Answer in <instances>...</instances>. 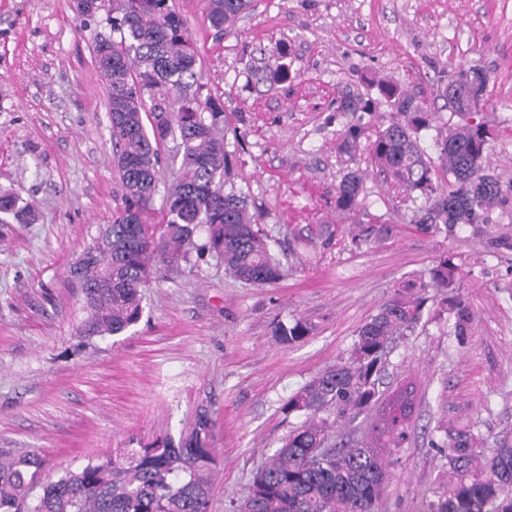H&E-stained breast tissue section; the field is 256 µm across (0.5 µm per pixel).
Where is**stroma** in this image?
<instances>
[{
	"label": "stroma",
	"mask_w": 512,
	"mask_h": 512,
	"mask_svg": "<svg viewBox=\"0 0 512 512\" xmlns=\"http://www.w3.org/2000/svg\"><path fill=\"white\" fill-rule=\"evenodd\" d=\"M201 58L205 93L224 104L225 188L245 192L286 274L256 287L212 256L158 264L128 331L85 340L87 316L69 268L121 202L112 168L107 89L95 65L97 21L74 0H0V191L33 207L31 223L0 224V448L40 450L57 479L214 422L210 512L246 496L255 469L305 417L289 396L346 357L356 331L407 276L440 257L461 265L457 297L474 320L458 342L442 296L390 346L384 381L415 379L423 398L407 448L389 454L378 512H416L448 476L437 442L473 434L484 453L512 440V0H255L215 36L202 0H174ZM286 65L258 84L255 66ZM489 80L481 113L496 132L490 167L505 190L486 224L418 228L366 151L367 214L336 211L339 91L387 79L431 112L461 72ZM388 235L355 248L370 216ZM310 325L284 345L276 324Z\"/></svg>",
	"instance_id": "obj_1"
}]
</instances>
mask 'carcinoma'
Listing matches in <instances>:
<instances>
[{"label":"carcinoma","instance_id":"1","mask_svg":"<svg viewBox=\"0 0 512 512\" xmlns=\"http://www.w3.org/2000/svg\"><path fill=\"white\" fill-rule=\"evenodd\" d=\"M252 5L253 0H204L210 27L219 34ZM106 22L112 34L94 38L93 55L107 87L113 168L122 195L112 221L99 227L87 247L93 255L69 270L89 310L81 330L88 339L117 335L139 321L142 293L158 262L179 267L192 253L208 252L249 285L268 286L283 276L247 195L224 192V107L202 94L200 55L183 16L169 0H112ZM487 82L481 71L451 81L442 95L461 121L441 127L391 82H374L398 114L386 126L364 121L374 100L344 93L336 98L344 118L339 156L350 158L366 144L403 198L428 204L430 223L419 225L424 232L438 224H486L502 199L500 180L488 165L494 130L481 116ZM431 129L440 176L422 147ZM170 140L177 142L180 165L163 197L161 218L152 224L147 215L154 210ZM363 183L361 170L347 169L336 187V212L360 214ZM9 216L32 219L31 210L1 193L0 224ZM201 233L205 241L198 244ZM459 276L460 267L445 256L408 280L403 292L358 328L346 358L288 398L287 409L306 414V421L256 469L248 494L231 502L230 512H376L389 482L386 465L369 441L338 439V424L375 413L373 429L385 447L409 443L418 387L404 380L391 391L380 390L387 349L422 319L428 294L453 291ZM446 300L456 310V335H466L472 313L455 298ZM310 331L297 321L277 325L274 335L291 345ZM328 407L333 415L322 416ZM212 429L204 408L176 445L166 441L132 450L121 460L89 463L47 483L41 481L40 452L0 448V512H209ZM446 458L448 483L435 498H425L419 512H512V441L502 440L486 456L470 434L459 433L448 443Z\"/></svg>","mask_w":512,"mask_h":512}]
</instances>
